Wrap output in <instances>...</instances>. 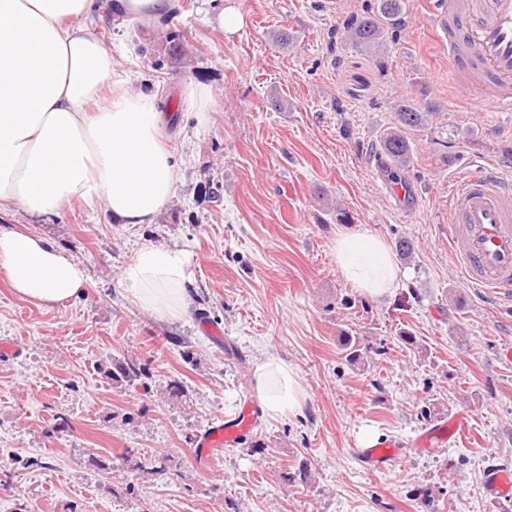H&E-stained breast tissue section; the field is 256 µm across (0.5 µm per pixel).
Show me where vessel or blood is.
Wrapping results in <instances>:
<instances>
[{
	"label": "vessel or blood",
	"instance_id": "obj_1",
	"mask_svg": "<svg viewBox=\"0 0 512 512\" xmlns=\"http://www.w3.org/2000/svg\"><path fill=\"white\" fill-rule=\"evenodd\" d=\"M430 13L455 73L474 81L475 110L511 113L512 0H431ZM448 242L464 288L511 300L512 182L491 169L458 176L448 198ZM259 413L258 404L249 400L234 418L211 422L195 440L197 462L207 464L224 449L238 445ZM470 433V415L461 410L446 421L424 427L410 443L361 447L355 455L363 469L383 472L409 451L430 452ZM482 488L489 501L511 498L512 472L486 469Z\"/></svg>",
	"mask_w": 512,
	"mask_h": 512
}]
</instances>
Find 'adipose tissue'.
Segmentation results:
<instances>
[{
	"label": "adipose tissue",
	"mask_w": 512,
	"mask_h": 512,
	"mask_svg": "<svg viewBox=\"0 0 512 512\" xmlns=\"http://www.w3.org/2000/svg\"><path fill=\"white\" fill-rule=\"evenodd\" d=\"M90 0H0V207L45 216L72 202L97 204L122 224L152 223L174 194V156L163 144L156 92L129 93L115 58L86 23ZM109 97H101L104 85ZM343 279L371 299L391 296L399 270L387 242L359 229L336 234ZM0 273L20 296L45 306L77 298L85 268L48 239L0 228ZM121 280L158 317L188 313L184 253L141 248ZM252 386L267 415L298 412L303 392L291 367L271 358Z\"/></svg>",
	"instance_id": "1"
}]
</instances>
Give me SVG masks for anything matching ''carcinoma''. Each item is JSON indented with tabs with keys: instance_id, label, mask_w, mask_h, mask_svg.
<instances>
[{
	"instance_id": "cac0c4a2",
	"label": "carcinoma",
	"mask_w": 512,
	"mask_h": 512,
	"mask_svg": "<svg viewBox=\"0 0 512 512\" xmlns=\"http://www.w3.org/2000/svg\"><path fill=\"white\" fill-rule=\"evenodd\" d=\"M403 3L404 0H375L371 11L350 17L344 26L347 42L370 53L379 66H384L392 43L390 33L402 23ZM431 110L432 107H421L409 98L394 104L396 124L383 134L381 145L395 167L402 168L410 164L413 149L407 131L424 129L428 125ZM343 350L350 362L355 363L362 358L363 348L355 336L345 337ZM145 376L146 369L139 365L128 362L113 364L112 380L115 382H131Z\"/></svg>"
}]
</instances>
